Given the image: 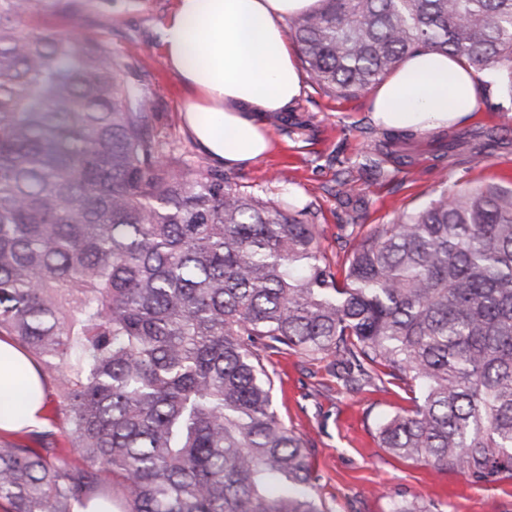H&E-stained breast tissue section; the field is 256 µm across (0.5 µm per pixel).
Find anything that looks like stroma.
Returning <instances> with one entry per match:
<instances>
[{
    "label": "stroma",
    "instance_id": "35a3bbf8",
    "mask_svg": "<svg viewBox=\"0 0 512 512\" xmlns=\"http://www.w3.org/2000/svg\"><path fill=\"white\" fill-rule=\"evenodd\" d=\"M176 0H40V21L52 31L108 42L126 77L148 96L150 122L163 152L189 160L206 155L186 130L180 108L186 88L167 68L159 30ZM368 93L341 97L305 79L288 112L267 116L274 150L245 167L236 181L261 198L309 208L328 257L347 253L351 227L390 223L416 211L442 186L482 181L512 187V148L488 147L484 166L447 161L450 137L512 131V98L493 93L469 120L445 130L393 133L378 127ZM446 184H439V175ZM347 186H339V179ZM274 403L284 422L302 434L319 477L326 512H391L394 502L416 497L437 512H512V471L485 484L428 462H412L379 448L377 425L411 407L410 392L349 390L325 361L294 353L271 356Z\"/></svg>",
    "mask_w": 512,
    "mask_h": 512
}]
</instances>
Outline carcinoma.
I'll use <instances>...</instances> for the list:
<instances>
[{
    "instance_id": "1",
    "label": "carcinoma",
    "mask_w": 512,
    "mask_h": 512,
    "mask_svg": "<svg viewBox=\"0 0 512 512\" xmlns=\"http://www.w3.org/2000/svg\"><path fill=\"white\" fill-rule=\"evenodd\" d=\"M0 0V336L51 378L64 440L0 439L5 512H324L265 361L422 391L379 447L485 483L512 470V187L443 189L354 237L160 151L104 41ZM288 37L316 85L379 84L420 49L512 98V0H323ZM418 498L392 512H434Z\"/></svg>"
}]
</instances>
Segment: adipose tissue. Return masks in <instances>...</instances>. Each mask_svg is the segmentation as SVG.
Instances as JSON below:
<instances>
[{"mask_svg": "<svg viewBox=\"0 0 512 512\" xmlns=\"http://www.w3.org/2000/svg\"><path fill=\"white\" fill-rule=\"evenodd\" d=\"M320 0H176L159 31L169 70L186 87L182 118L195 140L227 167L272 148L268 114L288 111L303 82L285 22ZM476 72L448 55L419 50L373 91L384 129H448L467 122L482 99ZM46 385L24 352L0 339V434L44 424Z\"/></svg>", "mask_w": 512, "mask_h": 512, "instance_id": "adipose-tissue-1", "label": "adipose tissue"}]
</instances>
